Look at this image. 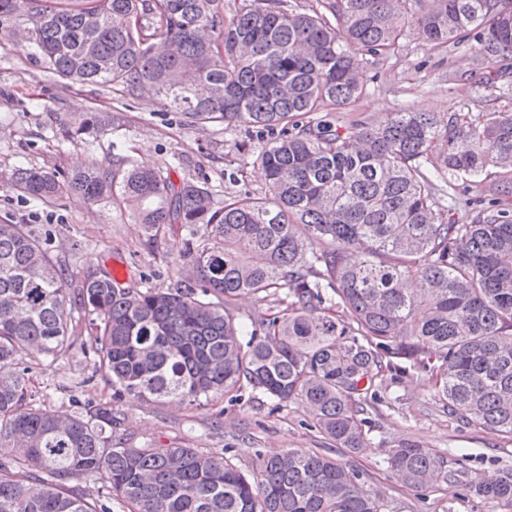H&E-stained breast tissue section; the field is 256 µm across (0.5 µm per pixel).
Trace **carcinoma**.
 <instances>
[{"label": "carcinoma", "mask_w": 512, "mask_h": 512, "mask_svg": "<svg viewBox=\"0 0 512 512\" xmlns=\"http://www.w3.org/2000/svg\"><path fill=\"white\" fill-rule=\"evenodd\" d=\"M319 2L302 13L248 0L227 18L224 0H0V32L29 23L58 77L150 91L192 124L256 129L260 149L239 152L266 176L263 193L218 201L120 152L109 169L61 178L14 169L30 199L119 200L150 236L182 224L204 244L186 249L174 288L133 292L101 269L69 292L68 268L28 225L0 224V512H386L360 472L310 449L260 454L244 471L198 448L133 445L108 401L37 404L16 356L52 367L80 319L84 354L118 393L190 407L243 391L300 401L318 433L356 454L379 387L429 375L449 416L512 439V211L478 197L458 224L445 205L467 192L453 177L512 171V110L333 121L366 88L353 56L383 60L410 23L432 50L474 41L495 90L512 77V0ZM110 126L94 111L61 131ZM280 290L284 309L237 320L238 297ZM385 463L407 488L444 483L512 512L511 472L465 479L415 442Z\"/></svg>", "instance_id": "obj_1"}]
</instances>
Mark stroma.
Here are the masks:
<instances>
[{
	"label": "stroma",
	"mask_w": 512,
	"mask_h": 512,
	"mask_svg": "<svg viewBox=\"0 0 512 512\" xmlns=\"http://www.w3.org/2000/svg\"><path fill=\"white\" fill-rule=\"evenodd\" d=\"M471 42L448 43L429 49L420 31L409 27L398 49L376 64L360 61L369 83L363 97L337 112V123L371 122L389 112H491L512 108V84L494 92L479 88L482 75ZM98 110L120 116L121 125L97 135L64 138L63 122ZM256 145L247 127L191 125L177 112L160 111L148 95L125 96L109 87L65 81L53 75L34 53L31 43L0 36V223L27 224L52 254L65 260L73 281L96 269L119 274L122 285L144 289L175 286L183 262L173 241L189 240L181 227L148 236L129 211L108 201L88 207L72 200L46 205L21 196L10 183L17 167H34L60 174L96 164L112 165L120 147L137 158L170 166L173 180L207 183L224 198L244 191L261 193V169L246 166L240 144ZM78 343L69 360L44 370L38 356L24 354L36 401L56 408L69 396L103 398L112 403L133 444H181L212 455L231 452L242 469L251 468L257 453L307 448L359 470L364 486L380 495L388 512H501L500 507L441 486L412 490L400 485L383 459L389 448L415 441L450 467L473 477H496L512 470V440L493 432L450 421L438 404L428 378L414 376L389 385L371 414L370 445L352 454L338 448L310 426L302 402L274 404L257 392L237 400L214 397L200 408L176 407L126 394L116 398L110 383L95 373L80 345L87 341L77 326ZM222 426H215V419Z\"/></svg>",
	"instance_id": "1"
}]
</instances>
